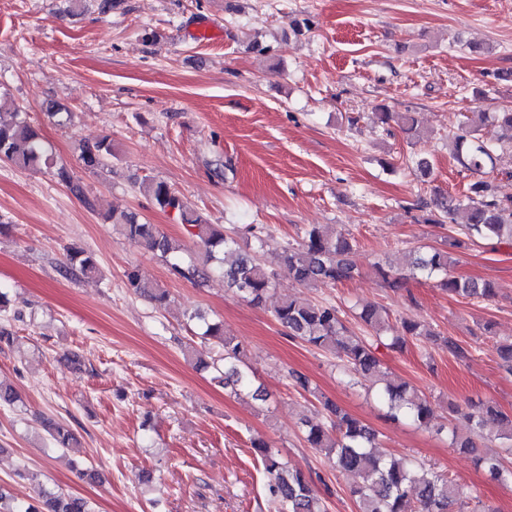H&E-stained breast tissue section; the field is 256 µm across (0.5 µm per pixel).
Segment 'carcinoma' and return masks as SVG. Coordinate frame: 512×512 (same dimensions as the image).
<instances>
[{"label":"carcinoma","mask_w":512,"mask_h":512,"mask_svg":"<svg viewBox=\"0 0 512 512\" xmlns=\"http://www.w3.org/2000/svg\"><path fill=\"white\" fill-rule=\"evenodd\" d=\"M378 119L383 125L393 121L406 132L413 130L416 123L409 112L393 113L384 108L378 113ZM489 128L512 132V107L498 112H473L458 131L448 134V148L462 169L480 174L495 165L497 141L488 136ZM114 157L112 141L107 138L80 145V160L96 174L112 172ZM2 158L21 169L44 166L53 170L58 183L85 199L88 206H94L71 169L54 160L39 132L28 121L26 112L18 107L0 105ZM142 188L160 209L179 212L182 224L195 238L204 257L199 261L184 258L181 244L160 233L155 225L144 222L135 212H109L106 219L118 226L127 240L166 261L178 277L191 283L202 286L214 276L224 278L227 288L254 306H262L276 290L279 273L266 267L255 254L242 249L236 234L227 233L220 224L209 223L164 181L145 182ZM432 207L427 218L431 224L454 223L461 213L467 238L512 242V199L499 197L496 186L489 181L473 182L464 200L437 196ZM464 245L465 241L455 238L446 250L422 247L410 264V276L436 279L449 294L465 299L484 301L496 297L497 288L490 280L457 278L448 274V268L454 263L450 250ZM354 246L355 241L342 233L310 225L304 229L298 246L288 249L284 272L305 288L336 286L354 276L355 267L349 260ZM70 264L72 270L84 276L93 277L98 273L95 259L83 250L70 254ZM375 272L385 287L393 290L402 288L406 280L399 272L398 264L392 261L377 263ZM126 278L135 293L159 304L167 302L168 293L143 280L138 271H128ZM271 315L288 329L289 336L338 354L354 372L370 379L380 401L387 407L389 418H405L419 427L431 426L432 408L426 397L410 383L391 379L382 371L373 345L350 331L336 306L302 303L288 296L280 299ZM356 318L377 334L385 328L387 321L386 312L376 305L362 307ZM189 320L202 322L201 337L215 341L223 349L219 358L210 363L201 360L198 366L220 372L224 389L234 394L247 390L253 399L267 401L264 389L253 384L245 346L224 335L220 322L207 321L197 313L189 315ZM410 338L446 349L458 357L465 356L463 349L452 339L410 319L402 321L400 334L391 339L390 346L401 348ZM325 408L333 416L330 423L304 416L300 419L302 433L309 447L323 452L332 467L360 478L351 490L358 512H452V506L466 505L463 492L448 476L418 462H403L380 452L377 434L372 428L341 412L331 402L325 403ZM467 418L471 422L468 434L462 436L453 429L448 431L450 445L473 454L492 479L506 481L512 478V471L505 469L501 455L487 453L477 443V438L483 436L487 420L492 419L498 426L497 439L502 447L511 450L512 413L507 414L494 405L481 404L467 414ZM52 440L59 448H75L78 444L75 433L61 426L53 428ZM252 448L267 475L266 491L275 512H326L310 478L291 466L279 449L261 438L252 441ZM39 496L44 506L42 511L32 505L12 508L7 505L12 500L11 495L0 488V508L4 512H92L86 500L62 491L41 487Z\"/></svg>","instance_id":"carcinoma-1"}]
</instances>
